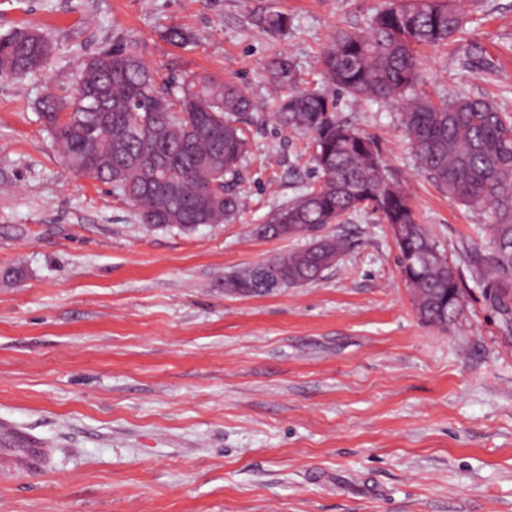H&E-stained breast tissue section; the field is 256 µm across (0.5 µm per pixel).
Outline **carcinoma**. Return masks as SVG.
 <instances>
[{"instance_id":"cac0c4a2","label":"carcinoma","mask_w":512,"mask_h":512,"mask_svg":"<svg viewBox=\"0 0 512 512\" xmlns=\"http://www.w3.org/2000/svg\"><path fill=\"white\" fill-rule=\"evenodd\" d=\"M472 11L470 0H389L367 29L333 33L320 55L319 87H300L288 56L271 59L269 79L278 91L272 117L313 137L319 174L316 186L261 227L270 238L308 239L304 248L267 260L279 288L319 280L349 249L346 239L321 230L370 211L399 227L397 264L420 318L446 328L461 310L459 268L445 262L405 191L384 173L378 143L339 117L332 88L358 102L394 104L419 170L460 204L487 212L496 246L486 255L470 254L467 266L505 326L512 325V118L486 99L435 98L418 88L419 49L456 40ZM255 22L276 36L290 26L288 15L272 10ZM160 37L176 47L195 41L180 26ZM51 52L34 28L1 35L0 73H34ZM255 110L243 86L210 73L184 76L174 94L133 44L90 55L80 65L75 94L42 103L71 170L115 186L141 223L184 230L222 224L239 212L236 186L247 147L241 124ZM260 270L256 264L224 277V289L272 292L260 282Z\"/></svg>"}]
</instances>
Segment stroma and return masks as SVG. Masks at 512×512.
I'll return each instance as SVG.
<instances>
[{
	"mask_svg": "<svg viewBox=\"0 0 512 512\" xmlns=\"http://www.w3.org/2000/svg\"><path fill=\"white\" fill-rule=\"evenodd\" d=\"M385 0H0V35L32 26L53 50L0 74V512H512V328L469 283L448 327L418 317L388 225L364 212L314 283L261 296L224 277L301 248L258 225L318 181L311 137L270 117L277 52L300 86L336 29ZM262 9L292 20L274 37ZM178 25L198 39L160 37ZM136 42L164 78L208 72L259 105L240 211L184 231L142 224L112 185L69 170L40 117L80 63ZM422 87L512 113V0H477L457 41L424 52ZM448 260L491 250L487 217L415 165L396 108L338 99Z\"/></svg>",
	"mask_w": 512,
	"mask_h": 512,
	"instance_id": "1",
	"label": "stroma"
}]
</instances>
